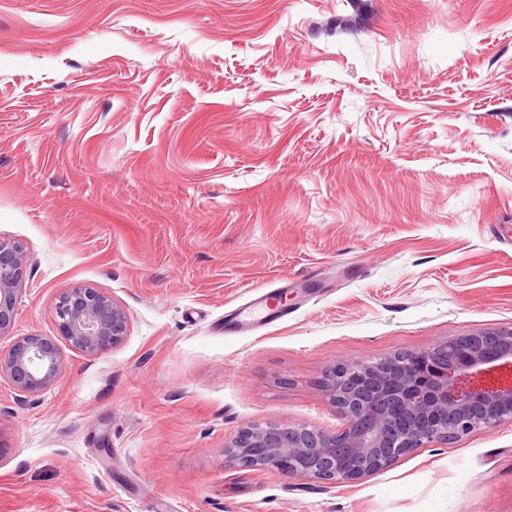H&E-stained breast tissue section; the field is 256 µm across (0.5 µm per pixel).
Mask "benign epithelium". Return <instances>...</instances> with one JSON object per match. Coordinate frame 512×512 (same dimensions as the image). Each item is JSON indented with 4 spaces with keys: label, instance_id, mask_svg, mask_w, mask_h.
<instances>
[{
    "label": "benign epithelium",
    "instance_id": "7a95c632",
    "mask_svg": "<svg viewBox=\"0 0 512 512\" xmlns=\"http://www.w3.org/2000/svg\"><path fill=\"white\" fill-rule=\"evenodd\" d=\"M26 275L20 244L0 238V335L10 326ZM55 318L70 345L100 355L127 336V310L104 292L85 285L59 296ZM328 370L323 388L343 420L330 433L305 424L242 430L224 448V460L250 470L276 469L290 477L336 485L390 467L418 448L448 444L475 430L512 421V327ZM64 364L49 337L28 333L0 354V378L22 392L39 393Z\"/></svg>",
    "mask_w": 512,
    "mask_h": 512
}]
</instances>
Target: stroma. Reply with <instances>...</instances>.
<instances>
[{
	"label": "stroma",
	"instance_id": "stroma-1",
	"mask_svg": "<svg viewBox=\"0 0 512 512\" xmlns=\"http://www.w3.org/2000/svg\"><path fill=\"white\" fill-rule=\"evenodd\" d=\"M0 512H512V421L328 487L224 459L322 381L512 324V0H0ZM84 284L130 314L90 357ZM288 316L230 327L255 289ZM25 275L26 265L21 245L0 238V335L10 326ZM55 318L61 335L89 356L100 355L127 336V310L97 288L74 286L59 296ZM64 364L57 344L49 337L28 333L17 337L8 353L0 352V378L21 392L39 393L61 374Z\"/></svg>",
	"mask_w": 512,
	"mask_h": 512
}]
</instances>
